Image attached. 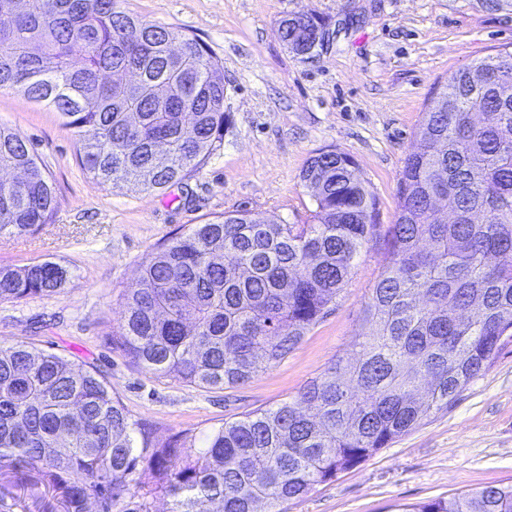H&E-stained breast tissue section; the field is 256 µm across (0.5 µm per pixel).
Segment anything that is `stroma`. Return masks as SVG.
<instances>
[{
  "instance_id": "obj_1",
  "label": "stroma",
  "mask_w": 512,
  "mask_h": 512,
  "mask_svg": "<svg viewBox=\"0 0 512 512\" xmlns=\"http://www.w3.org/2000/svg\"><path fill=\"white\" fill-rule=\"evenodd\" d=\"M126 14L205 43L220 63L230 125L224 145L182 183L132 191L102 184L78 161L64 118L0 87V124L31 148L52 183L53 223L0 234V266L51 261L68 272L61 293L0 303V343L22 342L94 369L158 439L195 433L291 400L348 356L381 271L386 241L367 243L328 313L280 363L224 389L160 379L113 336L123 295L162 244L225 212L304 223L314 201L301 174L333 149L351 157L378 200L377 224L396 219L404 160L436 91L478 59L512 50V0H118ZM323 17L330 39L312 59L280 40L281 19ZM512 484V341L448 410L430 415L366 461L289 502L286 512H404L435 499ZM47 500L0 467V512H47Z\"/></svg>"
}]
</instances>
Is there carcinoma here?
<instances>
[{
    "mask_svg": "<svg viewBox=\"0 0 512 512\" xmlns=\"http://www.w3.org/2000/svg\"><path fill=\"white\" fill-rule=\"evenodd\" d=\"M0 87H19L80 136L100 183L163 189L223 147L230 114L218 60L196 38L118 10L117 0H0ZM317 19L279 22L283 42ZM405 160L384 270L361 312L358 350L293 400L161 441L95 370L0 344V464L55 494L63 512H285L458 394L512 338V59L453 74ZM0 234L53 223L34 152L0 125ZM304 224L248 211L195 224L143 262L117 340L159 378L224 388L274 366L336 303L377 232L378 202L354 161L327 150L302 173ZM61 265L0 266V302L60 292ZM409 512H512V484Z\"/></svg>",
    "mask_w": 512,
    "mask_h": 512,
    "instance_id": "carcinoma-1",
    "label": "carcinoma"
}]
</instances>
